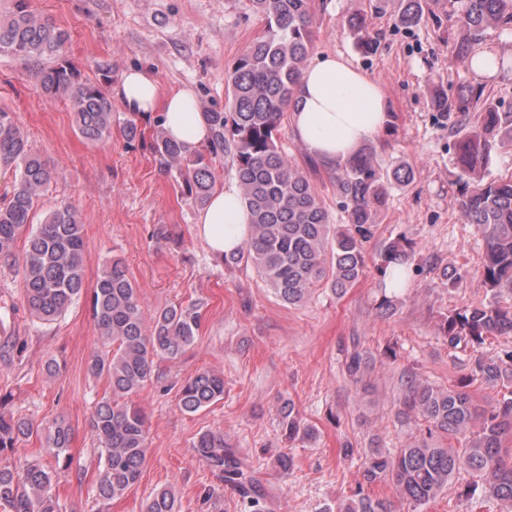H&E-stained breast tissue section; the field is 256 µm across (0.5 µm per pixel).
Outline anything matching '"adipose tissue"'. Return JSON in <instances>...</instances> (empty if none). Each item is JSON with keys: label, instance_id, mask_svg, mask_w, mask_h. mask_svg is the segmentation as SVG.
<instances>
[{"label": "adipose tissue", "instance_id": "obj_1", "mask_svg": "<svg viewBox=\"0 0 512 512\" xmlns=\"http://www.w3.org/2000/svg\"><path fill=\"white\" fill-rule=\"evenodd\" d=\"M118 96L127 112L157 117L166 135L194 152L207 144L210 129L193 89H164L152 70L124 72ZM289 120L295 138L310 155L339 162L361 146L379 141L390 122V106L378 82L340 55L305 63ZM250 212L239 189L214 191L197 217L200 237L216 256L249 237Z\"/></svg>", "mask_w": 512, "mask_h": 512}]
</instances>
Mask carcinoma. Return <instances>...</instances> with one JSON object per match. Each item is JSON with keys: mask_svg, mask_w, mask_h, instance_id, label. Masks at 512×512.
Segmentation results:
<instances>
[{"mask_svg": "<svg viewBox=\"0 0 512 512\" xmlns=\"http://www.w3.org/2000/svg\"><path fill=\"white\" fill-rule=\"evenodd\" d=\"M13 8L0 13V54L25 62L42 92L67 102L79 136L97 144L112 137V96L106 89L112 68L100 63V79L82 75L63 55L69 33L48 18L35 16L27 0H12ZM264 21L263 34L235 62L229 76L223 112H204L211 127L208 153H186L156 135L154 150L174 173L185 194L204 207L214 189L213 159L231 157L241 193L251 213L250 237L224 262L252 269L273 294L289 306L304 303L312 289L325 280L344 294L363 274V242L371 237L386 210L392 185L408 184L412 171L404 166L382 171L371 145L363 146L336 165L337 189L343 198L348 225L339 229L312 180L293 167L279 146L284 113L313 47L310 0H250ZM421 0H405L400 21L418 24ZM464 37L457 54L468 56L483 32L503 20L512 21V0H460ZM348 27L359 35L358 48L368 53L374 43L360 36L365 19L354 15ZM481 93L462 90L451 101L440 90L433 96L437 111L466 113ZM134 115L121 130L128 144L141 138ZM512 145V113L488 106L480 126L456 146L455 165L461 207L468 223L482 234L486 252L482 282L492 293L487 302L470 303L443 318L441 332L452 349L478 351L492 336H512V174L482 182L493 147ZM0 165L15 172L12 189L0 203V260L16 261L15 248L25 238L18 262L23 301L40 322L51 324L64 316L85 289L84 224L79 210L65 203L34 218L45 187L54 177L46 160L33 152L15 114L0 108ZM382 276L403 283L409 252L399 241L383 247ZM89 315L100 333L104 350L93 355L89 372L104 377L111 394L103 397L90 419L91 433L100 449L101 470L97 495L119 499L138 483L146 462L149 426L133 397L151 381L156 362L176 359L191 348L201 324L200 306L165 304L145 320L143 300L122 259L107 260L89 300ZM376 356L359 339L347 349L344 372L354 386L366 383ZM478 383L501 391V397L479 405L469 387ZM401 397L396 417L402 423L424 422L419 438L393 450L377 445L361 452L363 482L338 512H392L390 501L366 493L365 488L394 483L400 498L424 506L452 484L462 470L476 480L459 488L467 499L480 494L486 500L512 505V449L503 447L512 436V350L469 358V372L456 384L439 387L407 370L400 379ZM224 399V375L203 369L184 382L179 406L197 413ZM288 438L312 440L316 430L307 424L292 402L279 409ZM34 432L31 420L0 411V509L3 512H60L53 476L41 465L18 455L20 444ZM42 447L61 456L71 447L73 432L65 419L41 429ZM463 437L456 448L452 441ZM198 456L225 484L246 500L249 512H265L264 494L255 471L246 467L224 434L211 430L193 442ZM145 512H176L174 487L158 490Z\"/></svg>", "mask_w": 512, "mask_h": 512, "instance_id": "carcinoma-1", "label": "carcinoma"}]
</instances>
